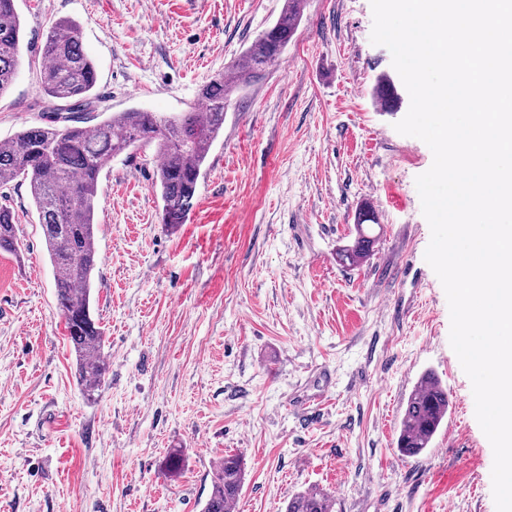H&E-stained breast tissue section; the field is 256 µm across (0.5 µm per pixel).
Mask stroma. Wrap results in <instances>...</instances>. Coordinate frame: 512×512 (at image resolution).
Instances as JSON below:
<instances>
[{
    "instance_id": "stroma-1",
    "label": "stroma",
    "mask_w": 512,
    "mask_h": 512,
    "mask_svg": "<svg viewBox=\"0 0 512 512\" xmlns=\"http://www.w3.org/2000/svg\"><path fill=\"white\" fill-rule=\"evenodd\" d=\"M282 4L16 0L22 55L0 140L41 122L55 20L80 25L100 111L169 117L194 108ZM372 25L370 0H307L283 66L233 93L185 223L161 221L153 151L113 160L96 215L109 359L95 398L77 382L28 189L0 188L19 242L0 252V512H201L227 454L246 468L236 512H285L311 487L334 512H496L492 446L424 258L415 179L433 154L394 128L410 97ZM366 206L381 231L342 264ZM429 370L448 418L406 457L400 419Z\"/></svg>"
}]
</instances>
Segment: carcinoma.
<instances>
[{"label": "carcinoma", "instance_id": "1", "mask_svg": "<svg viewBox=\"0 0 512 512\" xmlns=\"http://www.w3.org/2000/svg\"><path fill=\"white\" fill-rule=\"evenodd\" d=\"M305 0H284L275 24L263 32L229 69L200 89L203 105L191 112L161 117L154 112H112L90 123L98 98V74L84 52L79 26L71 20L53 22L46 31L39 62L46 122L23 128L0 141V185L16 180L28 193L44 233L45 248L56 269L55 289L75 354L79 381L92 397L105 382L104 330L93 316L92 280L100 263L95 209L102 175L112 159L128 151L154 148L160 159L155 186L162 202L161 223L182 224L192 208L207 156L224 131V108L232 92L266 71L292 39ZM22 22L15 0H0V97L17 73ZM358 237L341 259L355 264L369 251L370 237L362 222ZM0 250L17 252L14 212L0 205ZM448 391L428 371L410 392L399 424L397 447L406 456L429 448L448 414ZM245 463L226 455L216 466L211 492L202 512H226L240 494ZM286 512H332L327 496L316 489L288 501Z\"/></svg>", "mask_w": 512, "mask_h": 512}]
</instances>
